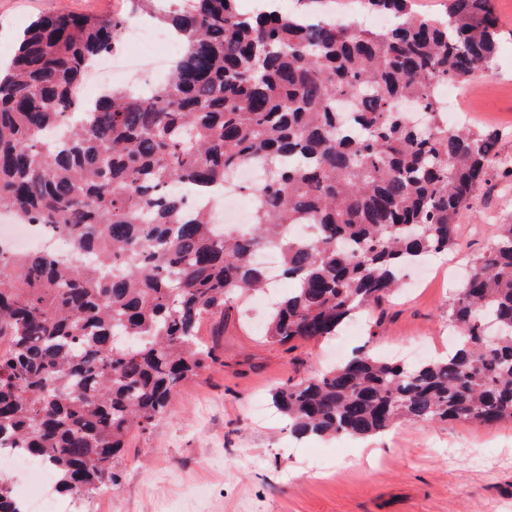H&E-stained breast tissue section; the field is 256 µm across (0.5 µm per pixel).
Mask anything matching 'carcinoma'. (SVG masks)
Returning <instances> with one entry per match:
<instances>
[{
	"instance_id": "carcinoma-1",
	"label": "carcinoma",
	"mask_w": 512,
	"mask_h": 512,
	"mask_svg": "<svg viewBox=\"0 0 512 512\" xmlns=\"http://www.w3.org/2000/svg\"><path fill=\"white\" fill-rule=\"evenodd\" d=\"M183 52L142 98L77 89L114 52L122 14L41 16L0 68V207L47 224L72 257L0 249V451L21 450L78 497L121 486L130 436L152 429L185 382L218 361L203 322L267 288L258 251L282 257L267 341L330 340L402 287L404 269L459 246L489 172L512 176L499 134L448 126L436 87L491 67L492 0H364L385 29L297 0H129ZM417 103L423 123L400 109ZM265 179L247 234L191 210L244 163ZM458 345L406 366L370 351L277 386L298 438L366 437L399 424L512 420V224L474 257L448 305ZM0 512H22L0 471Z\"/></svg>"
}]
</instances>
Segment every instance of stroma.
<instances>
[{"mask_svg":"<svg viewBox=\"0 0 512 512\" xmlns=\"http://www.w3.org/2000/svg\"><path fill=\"white\" fill-rule=\"evenodd\" d=\"M124 0H0V59L42 15L109 17ZM500 39L491 69L497 90L478 100L462 84L471 125L498 130L512 154V0H493ZM512 221V183L491 173L477 212L459 220L458 251L433 258L435 275L395 299L374 339L343 335L335 345L265 342V303L233 308L214 337L218 361L186 382L150 432L130 438L117 493L120 512H512V421L443 422L358 439L296 441L271 406L272 390L321 362L372 345L407 361L452 343L448 301L471 259L498 225ZM96 495L56 500L53 512H110Z\"/></svg>","mask_w":512,"mask_h":512,"instance_id":"1","label":"stroma"}]
</instances>
